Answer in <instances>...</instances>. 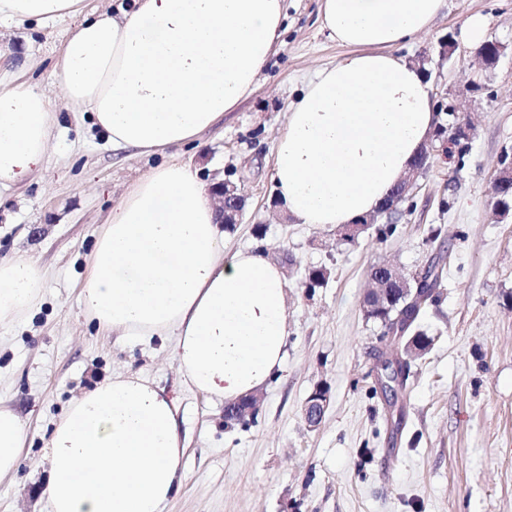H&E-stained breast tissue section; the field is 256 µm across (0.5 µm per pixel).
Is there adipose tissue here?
Listing matches in <instances>:
<instances>
[{
  "instance_id": "adipose-tissue-1",
  "label": "adipose tissue",
  "mask_w": 512,
  "mask_h": 512,
  "mask_svg": "<svg viewBox=\"0 0 512 512\" xmlns=\"http://www.w3.org/2000/svg\"><path fill=\"white\" fill-rule=\"evenodd\" d=\"M83 0H0L1 22L80 23L58 73L63 101L90 113L113 148L157 151L194 141L254 90L282 33L284 0H133L83 14ZM446 0H321L323 29L348 52L292 101L273 145L281 208L337 229L372 214L412 168L436 125L432 87L396 47L427 31ZM56 126L46 96L0 82V188L40 169ZM33 262L0 263V325L42 304ZM288 286L251 251L224 254L214 201L178 158L135 182L99 229L81 293L86 315L123 336H169L186 384L228 403L282 369ZM26 431L0 404V478ZM177 403L137 376L73 400L47 451L51 512H165L183 483Z\"/></svg>"
}]
</instances>
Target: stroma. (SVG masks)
<instances>
[{"mask_svg": "<svg viewBox=\"0 0 512 512\" xmlns=\"http://www.w3.org/2000/svg\"><path fill=\"white\" fill-rule=\"evenodd\" d=\"M319 12L320 0H285L281 43L253 94L179 150L205 184L242 185L245 212L225 233L226 254L263 252L288 282V354L244 423L184 384L172 339L115 336L84 313L79 294L99 227L164 157L112 148L88 114L56 99L76 18L0 26V71L44 90L59 117L43 166L0 194V261L26 258L45 274L41 307L0 327V403L26 430L17 475L0 480V512H50L54 424L116 374L156 383L180 409L184 481L166 512H512V212L493 198L500 158L512 153V0H448L429 34L397 48L430 78L440 126L455 114L470 136L462 157L433 152L392 236L370 229L353 243L294 223L276 200L273 143L288 106L346 52ZM475 15L487 21L485 40L502 47L490 66L464 34ZM435 236L444 243L441 297L421 317L435 341L411 364L397 432L374 372L396 344L381 339L361 302L372 266L422 271L439 249ZM315 267L330 276L305 287ZM318 385L331 402L312 429L302 406Z\"/></svg>", "mask_w": 512, "mask_h": 512, "instance_id": "35a3bbf8", "label": "stroma"}]
</instances>
